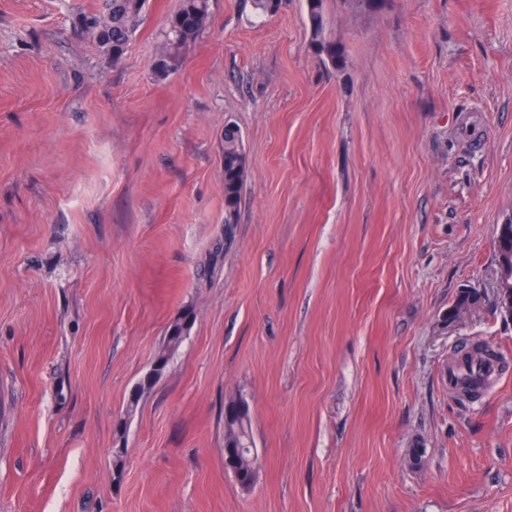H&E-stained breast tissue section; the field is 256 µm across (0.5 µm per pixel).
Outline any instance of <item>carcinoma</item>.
I'll return each instance as SVG.
<instances>
[{"instance_id": "1", "label": "carcinoma", "mask_w": 512, "mask_h": 512, "mask_svg": "<svg viewBox=\"0 0 512 512\" xmlns=\"http://www.w3.org/2000/svg\"><path fill=\"white\" fill-rule=\"evenodd\" d=\"M147 0H111L107 15L89 14L83 17V32L100 47L112 52L118 60L128 50L132 36L142 19ZM324 0H306L308 18L314 44L324 60L334 68L344 61L336 45L324 36ZM209 0H182L179 10L171 16L165 31L164 51L155 61V72L164 76L180 58L181 49L194 40L210 23ZM245 153L242 136L236 126L224 127V223L235 224L244 191ZM177 323L168 328V336L156 360L167 363L169 356L181 344L183 337L174 334ZM250 409L242 400L230 401L224 406V456L225 467L239 485L250 489L256 479L257 457L252 454L249 431Z\"/></svg>"}]
</instances>
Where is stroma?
<instances>
[{
  "label": "stroma",
  "mask_w": 512,
  "mask_h": 512,
  "mask_svg": "<svg viewBox=\"0 0 512 512\" xmlns=\"http://www.w3.org/2000/svg\"><path fill=\"white\" fill-rule=\"evenodd\" d=\"M180 4L147 0L116 62L76 30L107 0H0V512H512V0H324L340 71L305 0H209L161 77ZM476 342L507 362L467 401L448 367ZM209 0H182L165 31L164 51L155 61V72L164 76L180 58L181 49L194 40L210 23ZM308 18L312 30L314 44L320 55H324L322 60L333 68H340L344 65V61L340 52L336 49V45L327 41L324 36V17L323 3L324 0H306ZM245 153L239 128L224 127V222L237 223L244 191ZM512 225V224H511ZM507 226V230L502 232V244L500 234L496 238V257H497V280L496 289L493 297V307L496 313L504 321L512 322V295L510 299V288H512V254L502 251L503 249L511 252L512 250V230ZM506 254L507 260L504 255ZM249 423L247 403L237 400L224 406V464L245 490L253 486L257 474V457L251 450ZM226 449L231 450L229 455L225 454Z\"/></svg>",
  "instance_id": "35a3bbf8"
}]
</instances>
